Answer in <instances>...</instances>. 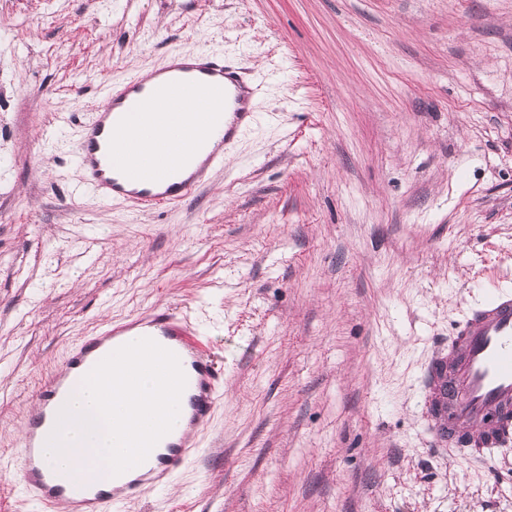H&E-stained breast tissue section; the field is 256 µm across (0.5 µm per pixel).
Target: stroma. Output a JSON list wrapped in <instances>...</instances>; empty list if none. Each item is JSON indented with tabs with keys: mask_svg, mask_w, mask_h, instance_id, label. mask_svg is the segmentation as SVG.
<instances>
[{
	"mask_svg": "<svg viewBox=\"0 0 512 512\" xmlns=\"http://www.w3.org/2000/svg\"><path fill=\"white\" fill-rule=\"evenodd\" d=\"M255 80L183 202L73 197L99 86L169 52ZM512 285V0H0V512L36 390L170 305L224 370L197 453L113 512H512V442L464 462L424 376Z\"/></svg>",
	"mask_w": 512,
	"mask_h": 512,
	"instance_id": "stroma-1",
	"label": "stroma"
}]
</instances>
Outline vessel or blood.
Listing matches in <instances>:
<instances>
[{
  "instance_id": "1",
  "label": "vessel or blood",
  "mask_w": 512,
  "mask_h": 512,
  "mask_svg": "<svg viewBox=\"0 0 512 512\" xmlns=\"http://www.w3.org/2000/svg\"><path fill=\"white\" fill-rule=\"evenodd\" d=\"M252 88L224 57L170 53L158 68L140 69L108 85L105 103L81 129L76 154L81 190L121 198L144 210L178 204L224 164V146L252 125ZM199 109L185 118L183 104ZM131 327L186 364L189 425L204 429L213 417L224 371L198 343L192 329L169 308L131 320ZM124 327L110 325L72 347L60 372L39 386L33 414L20 438L16 472L45 512L63 503L70 512H110L180 470L195 447L180 438L160 455L158 466L107 493H88L58 482L42 461L40 437L54 430L64 379L94 354L123 344ZM427 403L440 411L436 436L462 459H492L512 441V290L489 288L482 301L454 326L448 354L431 359Z\"/></svg>"
}]
</instances>
